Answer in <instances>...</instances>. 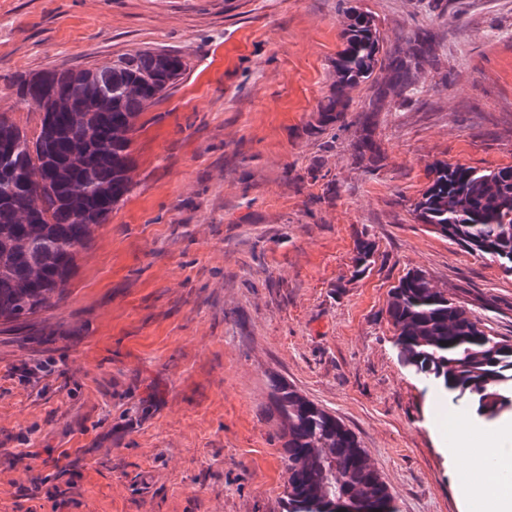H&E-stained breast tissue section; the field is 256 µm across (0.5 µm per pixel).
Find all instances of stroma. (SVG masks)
I'll return each instance as SVG.
<instances>
[{"label":"stroma","instance_id":"35a3bbf8","mask_svg":"<svg viewBox=\"0 0 512 512\" xmlns=\"http://www.w3.org/2000/svg\"><path fill=\"white\" fill-rule=\"evenodd\" d=\"M383 47L435 33L411 103L380 113L376 169L350 135L316 134L347 20L339 0H0V113L28 136L19 73L185 56L139 119L133 188L97 227L38 354L0 334V512L80 449L64 512H282L285 430L264 407L282 380L359 440L397 512H471L435 396L398 363L386 309L429 275L512 340V275L460 251L410 205L437 160L512 166V0H357ZM375 240L359 270L357 245ZM51 363L41 382L22 364Z\"/></svg>","mask_w":512,"mask_h":512}]
</instances>
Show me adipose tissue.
<instances>
[{
	"label": "adipose tissue",
	"instance_id": "1",
	"mask_svg": "<svg viewBox=\"0 0 512 512\" xmlns=\"http://www.w3.org/2000/svg\"><path fill=\"white\" fill-rule=\"evenodd\" d=\"M451 440L453 454L466 456L482 449L485 466L497 470L502 482L512 481V418L484 427L475 426L469 412H458Z\"/></svg>",
	"mask_w": 512,
	"mask_h": 512
}]
</instances>
